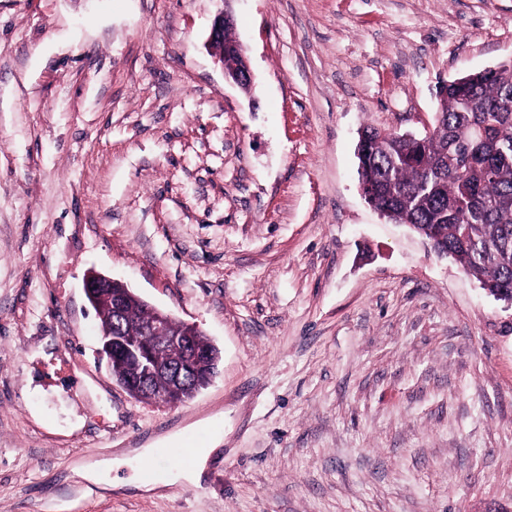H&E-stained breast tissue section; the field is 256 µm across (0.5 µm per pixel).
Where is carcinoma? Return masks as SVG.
<instances>
[{"instance_id": "obj_1", "label": "carcinoma", "mask_w": 512, "mask_h": 512, "mask_svg": "<svg viewBox=\"0 0 512 512\" xmlns=\"http://www.w3.org/2000/svg\"><path fill=\"white\" fill-rule=\"evenodd\" d=\"M432 132L413 139L367 126L356 146L359 183L385 217L411 226L491 295L512 294V67L461 76L437 99ZM125 335L152 313L126 304ZM186 373L184 393L212 368L217 351Z\"/></svg>"}]
</instances>
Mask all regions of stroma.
<instances>
[{
	"label": "stroma",
	"instance_id": "35a3bbf8",
	"mask_svg": "<svg viewBox=\"0 0 512 512\" xmlns=\"http://www.w3.org/2000/svg\"><path fill=\"white\" fill-rule=\"evenodd\" d=\"M221 11L251 93L206 46ZM510 58L512 0H0V512H512V311L355 157ZM90 269L196 324L213 382L132 398ZM219 431L201 485H124Z\"/></svg>",
	"mask_w": 512,
	"mask_h": 512
}]
</instances>
